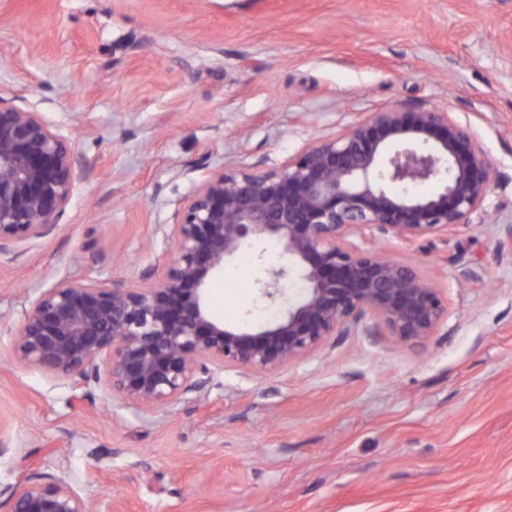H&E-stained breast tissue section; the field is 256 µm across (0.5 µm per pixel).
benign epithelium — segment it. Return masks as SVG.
I'll return each mask as SVG.
<instances>
[{
	"mask_svg": "<svg viewBox=\"0 0 512 512\" xmlns=\"http://www.w3.org/2000/svg\"><path fill=\"white\" fill-rule=\"evenodd\" d=\"M492 172L470 132L445 112H379L319 140L278 169L218 170L180 203L164 239V281L65 280L22 308L14 358L80 388L102 385L135 409L202 394L227 368L273 373L304 360L366 317L404 345L434 335L447 300L413 266L347 237L364 227L406 241L469 224ZM80 178L69 141L38 112L0 96V255L62 223ZM437 185L435 193L410 190ZM277 240L288 265L261 288L274 303L295 274L298 304L265 324L214 318L209 285L248 242ZM7 512H92L66 480L38 475L7 497Z\"/></svg>",
	"mask_w": 512,
	"mask_h": 512,
	"instance_id": "obj_1",
	"label": "benign epithelium"
}]
</instances>
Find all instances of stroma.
<instances>
[{
  "label": "stroma",
  "instance_id": "stroma-1",
  "mask_svg": "<svg viewBox=\"0 0 512 512\" xmlns=\"http://www.w3.org/2000/svg\"><path fill=\"white\" fill-rule=\"evenodd\" d=\"M0 95L82 170L64 224L0 257L1 491L50 474L97 512H512V0H0ZM393 109L448 113L492 170L448 237H349L442 289L424 344L361 328L152 410L14 360L55 283H162L163 229L212 171L276 169ZM270 247L212 280L215 318H276Z\"/></svg>",
  "mask_w": 512,
  "mask_h": 512
}]
</instances>
